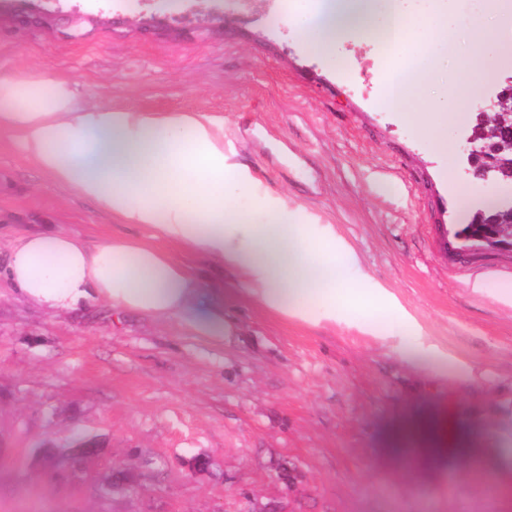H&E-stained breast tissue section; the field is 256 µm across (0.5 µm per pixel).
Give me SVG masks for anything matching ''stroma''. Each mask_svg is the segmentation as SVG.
Segmentation results:
<instances>
[{
  "label": "stroma",
  "instance_id": "1",
  "mask_svg": "<svg viewBox=\"0 0 512 512\" xmlns=\"http://www.w3.org/2000/svg\"><path fill=\"white\" fill-rule=\"evenodd\" d=\"M397 9L411 28L400 56L432 70L414 91L425 130L385 102L400 69L379 51L381 9L371 34L314 54L313 0H0V75L68 82L82 105L223 121L225 203L335 243L337 295L384 288L413 324L398 335L384 314L322 300L289 318L177 246L215 284L201 303L223 305V335L107 304L49 311L1 287L0 512H512V490L467 475L512 456V251L458 235L502 188L473 178L471 116L447 108L459 84H474V110L494 99L512 37L470 55L474 27L506 23L500 0ZM437 14L459 34L453 57L424 26ZM44 227L151 238L0 130V247ZM420 422L442 448L426 465L406 436ZM78 433L100 448L63 484L36 452Z\"/></svg>",
  "mask_w": 512,
  "mask_h": 512
}]
</instances>
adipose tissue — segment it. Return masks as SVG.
<instances>
[{
    "label": "adipose tissue",
    "instance_id": "adipose-tissue-1",
    "mask_svg": "<svg viewBox=\"0 0 512 512\" xmlns=\"http://www.w3.org/2000/svg\"><path fill=\"white\" fill-rule=\"evenodd\" d=\"M375 9L364 0H331L312 50L365 33ZM27 82L0 77V129L16 133L27 156L56 183L76 190L126 224L149 228L153 243L116 234L97 244L59 230L11 241L0 277L19 296L49 310L92 303L182 320L203 336L224 333V307H200L208 282L170 251L178 246L229 265L256 300L306 318L315 298L335 300L331 273L300 224H240L224 203V125L202 112H142L82 106L57 82L32 102ZM193 171V184L180 181Z\"/></svg>",
    "mask_w": 512,
    "mask_h": 512
}]
</instances>
